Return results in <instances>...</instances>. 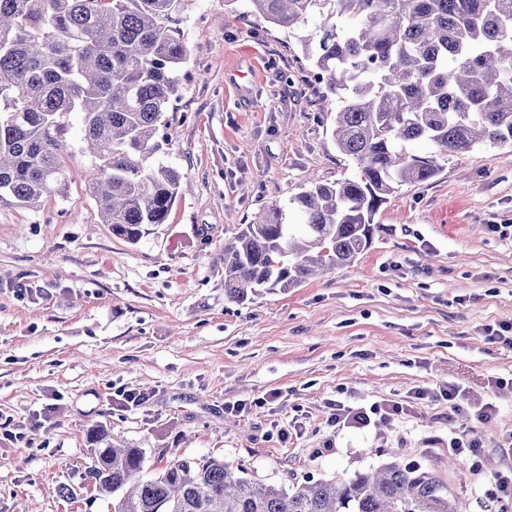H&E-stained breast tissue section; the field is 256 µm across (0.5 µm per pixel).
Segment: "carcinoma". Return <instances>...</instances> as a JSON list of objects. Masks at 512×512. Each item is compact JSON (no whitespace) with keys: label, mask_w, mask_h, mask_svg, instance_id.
<instances>
[{"label":"carcinoma","mask_w":512,"mask_h":512,"mask_svg":"<svg viewBox=\"0 0 512 512\" xmlns=\"http://www.w3.org/2000/svg\"><path fill=\"white\" fill-rule=\"evenodd\" d=\"M184 0H0V202L35 207L66 181L62 118L83 114L99 160L90 185L102 223L137 243L164 224L183 186L148 163L179 98L189 49ZM248 14L302 39L324 85L336 148L355 172L310 182L224 244V296L297 288L350 265L399 187L427 182L439 159L490 144L512 154V0H248ZM424 142L426 153L412 149ZM89 434L84 480L112 512H459L431 468L392 459L348 479L290 488L215 456L177 457L143 476L147 450Z\"/></svg>","instance_id":"1"}]
</instances>
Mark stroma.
Instances as JSON below:
<instances>
[{
    "label": "stroma",
    "instance_id": "stroma-1",
    "mask_svg": "<svg viewBox=\"0 0 512 512\" xmlns=\"http://www.w3.org/2000/svg\"><path fill=\"white\" fill-rule=\"evenodd\" d=\"M247 11L248 0L183 4L190 53L152 161L191 189L166 223L134 244L102 223L77 112L61 134L62 192L0 203V512H111L83 484L96 425L146 449L152 468L214 455L287 487L393 454L437 471L460 512H493L492 476L512 465V348L487 339L512 323V165L490 145L448 159L389 196L382 233L351 266L229 301L224 243L239 226L308 178L353 170L298 36ZM449 381L460 406L491 402L497 416L451 415L438 395ZM127 390L147 402L125 405ZM239 400L251 409L225 411ZM336 400L404 411L356 429L331 421ZM462 434L481 459L451 458Z\"/></svg>",
    "mask_w": 512,
    "mask_h": 512
}]
</instances>
